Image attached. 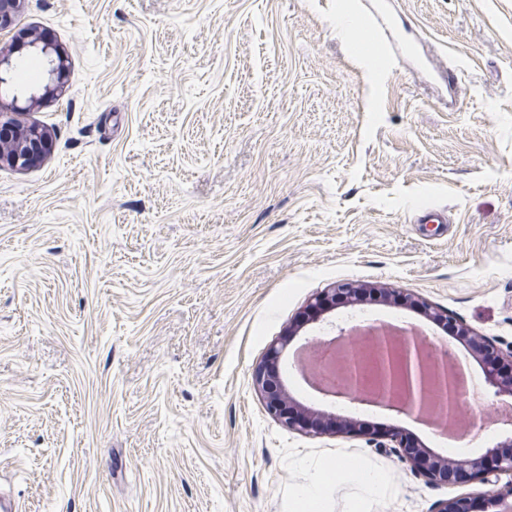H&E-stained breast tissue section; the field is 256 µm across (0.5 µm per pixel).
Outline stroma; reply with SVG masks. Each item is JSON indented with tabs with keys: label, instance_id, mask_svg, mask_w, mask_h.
<instances>
[{
	"label": "stroma",
	"instance_id": "obj_1",
	"mask_svg": "<svg viewBox=\"0 0 512 512\" xmlns=\"http://www.w3.org/2000/svg\"><path fill=\"white\" fill-rule=\"evenodd\" d=\"M380 16L361 66L336 14ZM16 32L69 57L66 91L25 110L42 163L0 168V495L17 512H294L320 467L366 463L384 493L335 480L327 512H435L433 487L365 433L399 427L285 375L335 414L283 427L252 384L270 346L348 281L401 288L512 344V0H26ZM438 209L447 223L425 220ZM447 338L415 308H337ZM466 440L503 439L478 361Z\"/></svg>",
	"mask_w": 512,
	"mask_h": 512
}]
</instances>
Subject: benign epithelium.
<instances>
[{
    "instance_id": "7a95c632",
    "label": "benign epithelium",
    "mask_w": 512,
    "mask_h": 512,
    "mask_svg": "<svg viewBox=\"0 0 512 512\" xmlns=\"http://www.w3.org/2000/svg\"><path fill=\"white\" fill-rule=\"evenodd\" d=\"M24 0H0V34L10 32L16 18L23 9ZM29 51L39 56L44 72L41 81L23 90L29 106L37 107L57 99L63 88V80L68 68V59L57 45L37 36L27 44ZM14 47L0 46V90L12 83L16 68L13 60ZM9 105L0 99V167L24 170L38 164L49 149L51 136L48 128L36 123H23L7 112ZM361 289L351 283H340L333 288L316 295L310 302L319 317L316 324H330L326 315L336 309V303L343 297L355 298ZM385 298L396 307L420 308L424 314L436 323H456L448 312L427 306L422 300L401 288L385 291ZM456 338L463 342H473L482 351L480 358L485 385L493 395L501 400H512V382L502 379V369H512V348L504 350L484 338L473 336L465 325L458 326ZM378 369L375 378H369L357 372L356 365H347L346 378L349 383L345 392H333L331 396L343 398L356 405L364 400L356 398V392L372 387L385 394L388 409L401 412L409 406L417 408L422 399L433 397V385L447 386V366L439 371L425 372L421 346L413 336L393 343L390 336L376 334ZM282 349L273 347L264 362L257 365L252 373L254 388L262 395L269 414L276 417L286 427L316 436L324 433L335 418L328 414H314L295 407L290 408L282 399L285 392L283 369L281 367ZM377 445L387 453H394L410 465L412 471L423 477L426 483L434 486L455 487L466 483H478L485 487L483 494L493 507L491 512H512V452L505 453L502 448L512 447V434L503 442L497 443L477 457H447L434 453L428 448H409L402 430L392 428ZM509 480L501 482V476Z\"/></svg>"
}]
</instances>
